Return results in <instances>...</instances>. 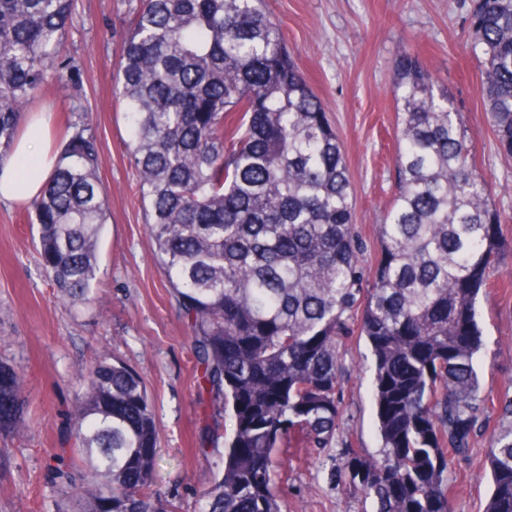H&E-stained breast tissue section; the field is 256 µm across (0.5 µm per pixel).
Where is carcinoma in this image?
<instances>
[{
  "instance_id": "1",
  "label": "carcinoma",
  "mask_w": 512,
  "mask_h": 512,
  "mask_svg": "<svg viewBox=\"0 0 512 512\" xmlns=\"http://www.w3.org/2000/svg\"><path fill=\"white\" fill-rule=\"evenodd\" d=\"M75 0H0V163L62 52ZM114 79L153 258L188 328L199 396L228 414L203 512H288L281 447L329 448L341 338L372 356L377 457L330 479L374 512H452V459L495 418L486 512H512V396L483 393L478 297L501 215L448 90L402 50L392 86L398 186L365 269L336 128L265 0H129ZM470 48L499 152L512 159V0H469ZM28 205L58 301H98L103 158L69 121ZM72 512H177L155 490L159 432L143 378L108 354L77 373ZM24 374L0 360V433L26 434Z\"/></svg>"
}]
</instances>
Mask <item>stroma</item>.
I'll list each match as a JSON object with an SVG mask.
<instances>
[{"label":"stroma","instance_id":"35a3bbf8","mask_svg":"<svg viewBox=\"0 0 512 512\" xmlns=\"http://www.w3.org/2000/svg\"><path fill=\"white\" fill-rule=\"evenodd\" d=\"M288 46L336 127L349 168L356 228L365 264H375V226L397 188L394 60L419 53L461 112L477 166L489 179L501 213V255L480 296L486 348L480 371L493 398L512 393V160L497 150L480 92V69L469 52L464 0H266ZM128 0H77L64 55L79 70L69 95L47 84L35 106L48 107L54 127L68 111L83 110L103 154L101 179L109 219L99 248V300L66 311L43 274L36 240L21 204L0 201V358L18 366L28 385L23 440L0 435V512H67L69 489L57 472L72 459L71 416L76 388L70 376L106 352L143 378L159 427L157 492L180 512H200L201 493L224 456L223 447L198 454L200 437L219 415L199 400L187 328L156 266L126 154L127 127L112 94L127 30ZM341 420L334 449L378 455L370 394L371 357L359 336L339 345ZM490 431L473 436L468 453L448 472L453 512H484L491 490L485 478ZM286 456L280 486L288 512H365L315 460Z\"/></svg>","mask_w":512,"mask_h":512}]
</instances>
